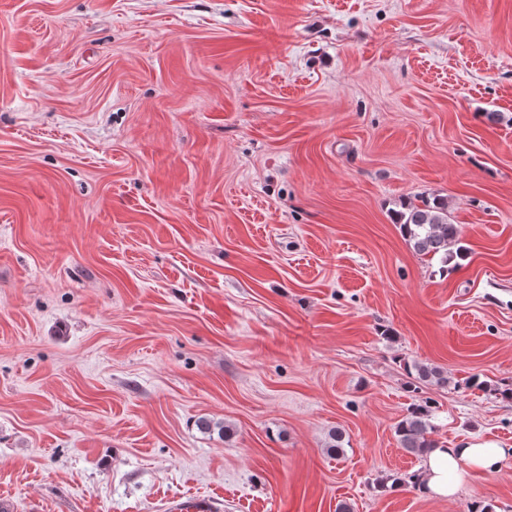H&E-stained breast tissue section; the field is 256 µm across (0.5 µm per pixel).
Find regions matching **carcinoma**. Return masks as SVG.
I'll return each mask as SVG.
<instances>
[{"label":"carcinoma","instance_id":"cac0c4a2","mask_svg":"<svg viewBox=\"0 0 512 512\" xmlns=\"http://www.w3.org/2000/svg\"><path fill=\"white\" fill-rule=\"evenodd\" d=\"M395 223L399 224L414 252L439 258L445 273L448 272V263L467 255V248L461 244L458 225L448 219V202L444 198H424L419 204H405L403 210L395 213ZM408 376L411 378L409 386L416 389L425 384H448V377L443 375V371L428 364H414L408 369ZM431 419L432 406L425 400L411 406L397 424L395 433L399 444L408 453L423 458L438 447L436 441L428 438L434 429Z\"/></svg>","mask_w":512,"mask_h":512}]
</instances>
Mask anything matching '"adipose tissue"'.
<instances>
[{"label": "adipose tissue", "mask_w": 512, "mask_h": 512, "mask_svg": "<svg viewBox=\"0 0 512 512\" xmlns=\"http://www.w3.org/2000/svg\"><path fill=\"white\" fill-rule=\"evenodd\" d=\"M512 458V448H480L474 445L440 447L424 460L422 491L431 498H452L460 489L464 473L493 474Z\"/></svg>", "instance_id": "adipose-tissue-1"}]
</instances>
